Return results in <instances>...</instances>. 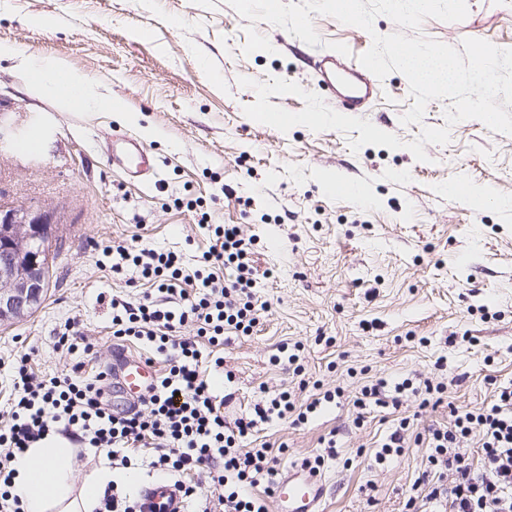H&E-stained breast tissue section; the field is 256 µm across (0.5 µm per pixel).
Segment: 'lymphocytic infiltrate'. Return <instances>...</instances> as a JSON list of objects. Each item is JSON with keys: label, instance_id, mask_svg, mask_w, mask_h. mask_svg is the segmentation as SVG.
I'll use <instances>...</instances> for the list:
<instances>
[{"label": "lymphocytic infiltrate", "instance_id": "lymphocytic-infiltrate-1", "mask_svg": "<svg viewBox=\"0 0 512 512\" xmlns=\"http://www.w3.org/2000/svg\"><path fill=\"white\" fill-rule=\"evenodd\" d=\"M204 230L209 246L191 271L171 251L135 244L115 249L112 273L134 269L151 281L153 290L135 303L113 300L112 335L138 340L167 362L139 409L115 413L107 407V372H99L92 383L68 373L40 379L27 356L15 360L12 403L0 423V512H22L11 492L13 456L60 432L105 451L118 469L132 468L135 449H150L149 468L179 479L191 503L202 495L185 476L209 467L224 512H268L277 458L269 446L249 449L246 441L275 418L304 422L333 394H315L300 407L282 390L261 396L234 422L225 421L206 351L222 346L225 334L251 335L265 304L255 293L259 273L239 225L208 224ZM185 326L192 328L193 337H179ZM408 429L407 419H400L376 454L382 462L413 443L426 448L427 466L419 478L426 494L420 501L408 497L406 512H418L422 502L434 512H512V385L499 387L490 406L451 409L449 424L429 427L426 434L412 438ZM474 434L481 452L475 463L464 446Z\"/></svg>", "mask_w": 512, "mask_h": 512}]
</instances>
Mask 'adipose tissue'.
I'll return each mask as SVG.
<instances>
[{"label": "adipose tissue", "mask_w": 512, "mask_h": 512, "mask_svg": "<svg viewBox=\"0 0 512 512\" xmlns=\"http://www.w3.org/2000/svg\"><path fill=\"white\" fill-rule=\"evenodd\" d=\"M72 455L68 441L53 436L14 456L12 493L19 498L23 512H96L104 490L112 483L138 491L136 471L113 468L107 461L93 475L75 482Z\"/></svg>", "instance_id": "1"}]
</instances>
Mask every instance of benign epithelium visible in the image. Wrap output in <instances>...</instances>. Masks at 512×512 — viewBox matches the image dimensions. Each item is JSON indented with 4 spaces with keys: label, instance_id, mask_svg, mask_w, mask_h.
Returning a JSON list of instances; mask_svg holds the SVG:
<instances>
[{
    "label": "benign epithelium",
    "instance_id": "benign-epithelium-1",
    "mask_svg": "<svg viewBox=\"0 0 512 512\" xmlns=\"http://www.w3.org/2000/svg\"><path fill=\"white\" fill-rule=\"evenodd\" d=\"M55 233L52 210L0 205V323L41 305L47 288L44 249Z\"/></svg>",
    "mask_w": 512,
    "mask_h": 512
}]
</instances>
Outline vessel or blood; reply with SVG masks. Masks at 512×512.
I'll return each mask as SVG.
<instances>
[{
	"instance_id": "1",
	"label": "vessel or blood",
	"mask_w": 512,
	"mask_h": 512,
	"mask_svg": "<svg viewBox=\"0 0 512 512\" xmlns=\"http://www.w3.org/2000/svg\"><path fill=\"white\" fill-rule=\"evenodd\" d=\"M322 82L338 91L339 106L345 112L366 111L378 96L381 85L357 58L334 52L325 54L316 64ZM112 167L120 169L131 179L151 182L154 168L138 138L113 132L108 153ZM157 373L148 362L131 357L122 350L112 353V391L121 399V408L137 405L155 384ZM324 478L305 467H292L275 485L278 512H321L325 496ZM139 512H188L178 485L154 482L141 490L138 496Z\"/></svg>"
}]
</instances>
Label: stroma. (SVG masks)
Returning a JSON list of instances; mask_svg holds the SVG:
<instances>
[{
	"label": "stroma",
	"mask_w": 512,
	"mask_h": 512,
	"mask_svg": "<svg viewBox=\"0 0 512 512\" xmlns=\"http://www.w3.org/2000/svg\"><path fill=\"white\" fill-rule=\"evenodd\" d=\"M460 22L426 19L424 36L453 47L467 38L512 48V0H467ZM322 40L312 47L286 30L256 22L273 53L243 54L246 19L226 0H0V203L52 209L59 226L48 253L41 306L0 325V417L10 409L11 365L29 354L32 371L49 378L80 365L92 381L114 348L144 356L137 341L111 332L113 296L136 301L151 285L112 274L91 243L131 244L183 254L186 266L207 241L200 216L241 225L251 260L269 271L256 290L268 309L252 335L230 337L213 374L217 396L232 393L226 421L247 411L261 391L303 382L342 389L305 424L262 425L257 443L276 449L279 472L323 456L324 512H402L426 467L424 449H406L378 464L374 455L400 419L411 433L448 420L451 408L486 407L512 384V135L481 121L456 123L447 145H426L428 161L406 149L422 126L441 127L449 99L431 101L422 124L399 117L414 102L406 77L390 73L364 119L395 134L403 148L351 152L346 135L288 132L257 123L243 108L260 82L280 77L319 92L314 62L323 43L354 55L372 33L396 32L388 17L373 31L314 16ZM59 64L93 85L101 109L78 110L34 88L32 62ZM140 139L156 178L142 185L107 160L112 130ZM355 187L328 194L327 180ZM488 191L473 207L468 190ZM77 320L92 356L56 348L53 331ZM299 345L301 374L283 369L281 344ZM382 378L430 379L445 391L419 408L411 392L400 407H376L355 425L353 400ZM336 454L328 456V439Z\"/></svg>",
	"instance_id": "1"
}]
</instances>
